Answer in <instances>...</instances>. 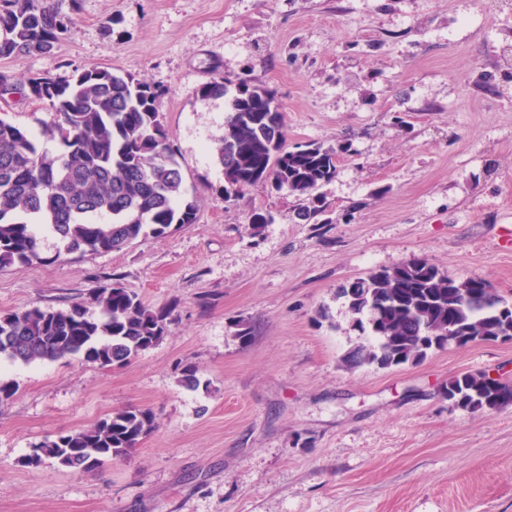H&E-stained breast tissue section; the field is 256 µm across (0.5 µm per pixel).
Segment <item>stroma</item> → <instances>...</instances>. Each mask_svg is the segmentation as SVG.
Listing matches in <instances>:
<instances>
[{
	"label": "stroma",
	"instance_id": "1",
	"mask_svg": "<svg viewBox=\"0 0 512 512\" xmlns=\"http://www.w3.org/2000/svg\"><path fill=\"white\" fill-rule=\"evenodd\" d=\"M48 54L0 58L14 81L111 68L165 89L161 111L199 210L119 251L0 268V314L92 305L120 285L172 308L159 345L103 368L0 357V512H512V406L472 412L451 379L512 382V337L389 368L345 363L372 345L340 286L415 258L512 303V5L494 0H79ZM112 20V33L102 24ZM264 86L286 148L340 154L326 208L258 184L225 199L211 81ZM0 118L35 134L44 104ZM270 215L253 228L252 212ZM248 341L237 336L240 326ZM195 366L198 389L180 382ZM157 427L128 457L79 473L25 465L33 446L115 411Z\"/></svg>",
	"mask_w": 512,
	"mask_h": 512
}]
</instances>
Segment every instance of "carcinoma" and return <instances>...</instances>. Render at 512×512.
<instances>
[{"label": "carcinoma", "instance_id": "carcinoma-1", "mask_svg": "<svg viewBox=\"0 0 512 512\" xmlns=\"http://www.w3.org/2000/svg\"><path fill=\"white\" fill-rule=\"evenodd\" d=\"M70 2L65 15L53 0H0V57L52 52L78 10L79 0ZM0 93L32 97L49 114L39 139L0 118V267L39 258L37 225L69 252L98 253L196 220L197 200L185 198L184 175L163 123L160 88L101 68L64 82L36 76L14 84L1 75ZM199 95L227 102L217 148L225 197L267 183L308 201L298 213L304 221L322 210L325 202L314 191L336 176L337 149H286L283 114L260 85L215 80ZM340 295L376 340L349 352L354 367L413 363L433 348L512 337V305L487 281L457 282L425 259L353 280ZM94 301L96 316L82 303L0 315V356L25 363L80 356L109 367L163 340L171 310L149 306L118 284L98 289ZM448 398L467 410H498L512 405V383L468 373L448 382ZM155 427L148 409L117 411L89 428L40 441L26 464L52 460L92 472L129 455Z\"/></svg>", "mask_w": 512, "mask_h": 512}]
</instances>
